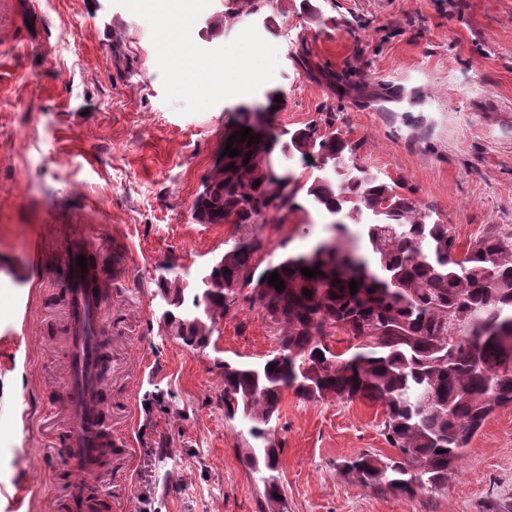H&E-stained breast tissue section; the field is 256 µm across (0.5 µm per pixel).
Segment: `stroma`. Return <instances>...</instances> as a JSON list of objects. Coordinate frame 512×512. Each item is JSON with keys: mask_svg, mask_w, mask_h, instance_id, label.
<instances>
[{"mask_svg": "<svg viewBox=\"0 0 512 512\" xmlns=\"http://www.w3.org/2000/svg\"><path fill=\"white\" fill-rule=\"evenodd\" d=\"M36 43L0 50V512H67L57 448L70 427L66 231L95 251L112 360L103 385L132 454L102 486L119 512H272L224 418L214 358L260 362L281 329L241 293L217 357L167 336L157 270L193 283L238 239L191 207L235 106L281 100L274 131L308 124L466 241L512 228V0H273L216 32L196 0L166 37L143 0H37ZM253 231L278 260L328 237L299 194ZM380 405L285 391L272 441L288 512H512V407L470 440L445 488H366L345 460L396 456Z\"/></svg>", "mask_w": 512, "mask_h": 512, "instance_id": "35a3bbf8", "label": "stroma"}]
</instances>
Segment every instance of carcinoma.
Masks as SVG:
<instances>
[{"label":"carcinoma","mask_w":512,"mask_h":512,"mask_svg":"<svg viewBox=\"0 0 512 512\" xmlns=\"http://www.w3.org/2000/svg\"><path fill=\"white\" fill-rule=\"evenodd\" d=\"M263 2L227 0L212 29L261 13ZM232 148L239 155L224 156V167L201 182L192 206L197 223L258 224L272 209L297 208L298 178L269 181L255 161L298 154L312 157L322 171L306 195L346 218L333 225L336 238L347 236L352 223L366 243L356 249L358 271L326 265L319 278L300 272V254L263 262L256 236L234 243L222 265L210 266L190 288L168 278L171 267L159 269L165 333L187 347H208L218 319L236 302L234 287L250 289L271 322L284 326L270 359L214 360L224 381V416L249 436L238 449L242 463L262 484L266 501L286 509L281 449L271 434L283 393L291 389L308 401L383 406V435L399 457L364 452L345 462L342 469L363 486L408 497L445 487L475 432L496 409L512 405V229L490 228L461 244L452 225L430 221L389 183L348 163L352 145L312 124L256 144L238 140ZM274 271L285 285L280 292L268 283ZM219 279L222 291L215 288ZM207 291L202 309L198 298ZM339 333L343 352L333 351Z\"/></svg>","instance_id":"cac0c4a2"}]
</instances>
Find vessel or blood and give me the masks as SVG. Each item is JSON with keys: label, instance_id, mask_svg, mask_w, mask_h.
<instances>
[{"label": "vessel or blood", "instance_id": "obj_1", "mask_svg": "<svg viewBox=\"0 0 512 512\" xmlns=\"http://www.w3.org/2000/svg\"><path fill=\"white\" fill-rule=\"evenodd\" d=\"M17 0H0V32L15 33L20 25ZM87 248H74L68 254L70 268L68 285L69 310L67 321L68 372L64 405L72 417V424L59 452L67 466L81 470V478L70 485L68 507L70 512H94L98 508L95 483L89 475H101L113 456L129 455V441L109 421L105 407L95 395L98 383L95 377L94 348L100 339L101 313L107 290L96 267L78 270L76 258L87 255Z\"/></svg>", "mask_w": 512, "mask_h": 512}]
</instances>
